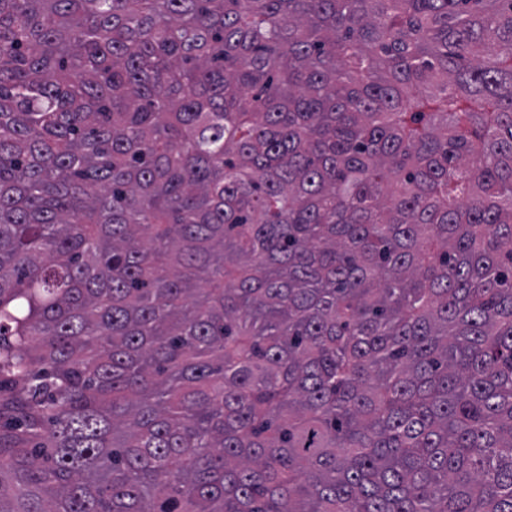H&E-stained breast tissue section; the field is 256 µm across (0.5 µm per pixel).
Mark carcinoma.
Wrapping results in <instances>:
<instances>
[{"label": "carcinoma", "instance_id": "1", "mask_svg": "<svg viewBox=\"0 0 512 512\" xmlns=\"http://www.w3.org/2000/svg\"><path fill=\"white\" fill-rule=\"evenodd\" d=\"M0 512H512V0H0Z\"/></svg>", "mask_w": 512, "mask_h": 512}]
</instances>
